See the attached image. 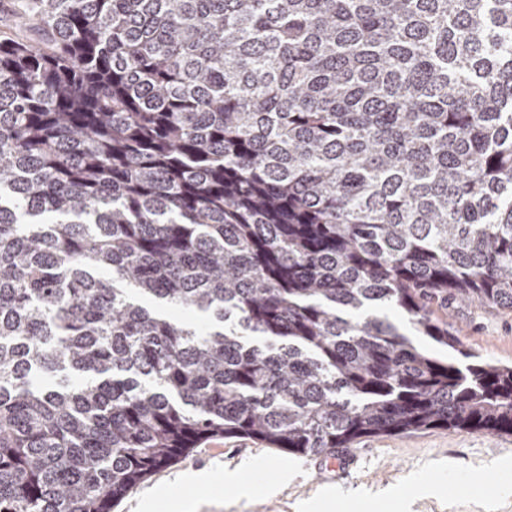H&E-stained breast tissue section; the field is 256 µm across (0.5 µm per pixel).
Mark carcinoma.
<instances>
[{"label": "carcinoma", "mask_w": 512, "mask_h": 512, "mask_svg": "<svg viewBox=\"0 0 512 512\" xmlns=\"http://www.w3.org/2000/svg\"><path fill=\"white\" fill-rule=\"evenodd\" d=\"M0 37V512L204 442L512 432V0H30ZM456 351L438 358L390 320ZM438 319L461 330L464 349L482 360L512 365V309L482 306L448 298L435 307Z\"/></svg>", "instance_id": "carcinoma-1"}]
</instances>
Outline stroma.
<instances>
[{"label":"stroma","instance_id":"obj_1","mask_svg":"<svg viewBox=\"0 0 512 512\" xmlns=\"http://www.w3.org/2000/svg\"><path fill=\"white\" fill-rule=\"evenodd\" d=\"M438 319L459 329L465 350L482 360L512 365V309L449 299ZM355 460L349 473L314 471L292 456L244 437L216 438L142 483L112 512H140L154 496L157 512L169 501L191 499L194 512H331L335 494L344 512H390L395 497L409 512H512V433L431 429L399 436L363 437L336 451ZM209 470V483L190 487L176 480L187 471ZM236 472L238 481L227 479ZM253 483L242 497L239 483Z\"/></svg>","mask_w":512,"mask_h":512}]
</instances>
